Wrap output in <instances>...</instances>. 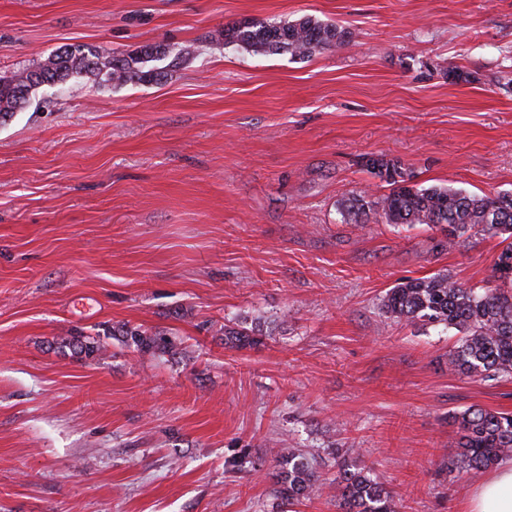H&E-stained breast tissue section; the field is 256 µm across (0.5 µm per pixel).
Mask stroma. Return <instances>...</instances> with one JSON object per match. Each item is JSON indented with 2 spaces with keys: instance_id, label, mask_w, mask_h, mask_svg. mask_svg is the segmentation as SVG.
I'll use <instances>...</instances> for the list:
<instances>
[{
  "instance_id": "obj_1",
  "label": "stroma",
  "mask_w": 512,
  "mask_h": 512,
  "mask_svg": "<svg viewBox=\"0 0 512 512\" xmlns=\"http://www.w3.org/2000/svg\"><path fill=\"white\" fill-rule=\"evenodd\" d=\"M312 16L349 45L298 59L225 43V26ZM69 45L165 50L153 84L79 76L0 125V512H278L276 446L315 454L297 512H336L360 458L398 512H462L455 414L512 412V377L448 368L456 338L381 301L439 272L486 287L498 238L439 247L427 226L344 224L382 182L512 195V0H0V72ZM460 79L449 78V70ZM260 324L255 349L226 320ZM123 323L179 355L111 340ZM112 336H119L122 345L140 357L159 358L173 353L177 348L175 338L128 323H123L117 329L114 326L102 328V334L98 331L95 336L77 330L69 338L63 339L58 348L63 351L68 348L72 356L85 362H99L108 354L107 340ZM263 337H266L263 330L257 326L247 327L244 323L224 324V344L230 348H256L263 344Z\"/></svg>"
}]
</instances>
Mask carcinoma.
Returning a JSON list of instances; mask_svg holds the SVG:
<instances>
[{
	"label": "carcinoma",
	"mask_w": 512,
	"mask_h": 512,
	"mask_svg": "<svg viewBox=\"0 0 512 512\" xmlns=\"http://www.w3.org/2000/svg\"><path fill=\"white\" fill-rule=\"evenodd\" d=\"M224 42L256 53L285 51L293 57H311L349 42V32L333 23L302 17L275 23L253 22L224 31ZM154 48L136 54L103 55L99 50L70 46L52 55L34 69L0 73V125L14 117L42 85L64 83L73 75L89 81L102 78L116 83H152L164 73L143 67ZM367 170L389 187V192L355 195L340 203L345 224H366L379 216L388 224H425L445 233L442 247H455L471 231L500 237L504 246L494 259V288L468 287L446 273L427 278L405 279L389 289L383 299L385 314L408 324L442 325L459 334L448 350V368L479 378L512 376V197L476 195L443 187L420 188L402 164L384 155H372ZM120 337L122 345L140 357L159 358L177 348L176 339L151 332L140 325L124 323L105 327L95 335L81 331L61 341L59 349L86 362H99L108 354L109 339ZM265 334L256 327L224 325V345L256 348ZM460 430L457 467L477 474L512 454V414L471 408L454 416ZM278 469L271 474L274 493L285 512L308 501L319 490L320 475L312 460L297 448H282L275 454ZM338 512H397L393 495L374 477L371 467L356 460H343L336 479Z\"/></svg>",
	"instance_id": "obj_1"
}]
</instances>
